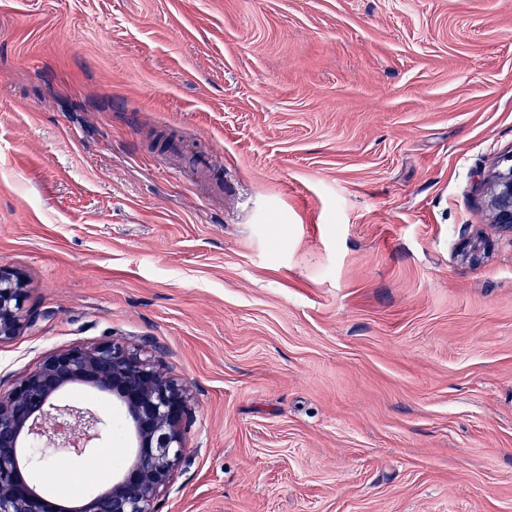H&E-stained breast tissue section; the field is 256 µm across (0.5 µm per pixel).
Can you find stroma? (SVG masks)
Instances as JSON below:
<instances>
[{
	"label": "stroma",
	"instance_id": "1",
	"mask_svg": "<svg viewBox=\"0 0 512 512\" xmlns=\"http://www.w3.org/2000/svg\"><path fill=\"white\" fill-rule=\"evenodd\" d=\"M510 155L512 0H0V390L142 348L156 512H512ZM512 156L490 181L489 206L496 224L512 229ZM25 298L21 277L0 268V343L17 335Z\"/></svg>",
	"mask_w": 512,
	"mask_h": 512
}]
</instances>
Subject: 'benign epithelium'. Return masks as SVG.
I'll return each mask as SVG.
<instances>
[{"instance_id":"obj_1","label":"benign epithelium","mask_w":512,"mask_h":512,"mask_svg":"<svg viewBox=\"0 0 512 512\" xmlns=\"http://www.w3.org/2000/svg\"><path fill=\"white\" fill-rule=\"evenodd\" d=\"M490 181L494 221L512 229V156ZM26 298L19 275L0 268V342L15 337ZM82 385L116 398L135 437L131 461L106 488L92 492L70 512H156L155 502L171 484L184 451L185 384L142 357V349L104 341L55 351L40 366L0 394V512H65L61 497L38 489L28 472L31 455L85 448L109 426L95 408L61 404L58 395Z\"/></svg>"}]
</instances>
